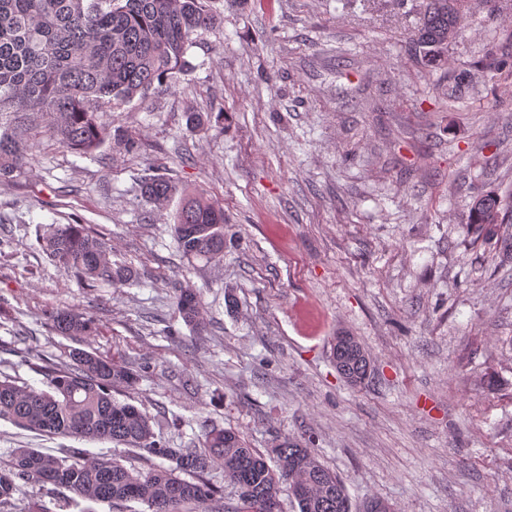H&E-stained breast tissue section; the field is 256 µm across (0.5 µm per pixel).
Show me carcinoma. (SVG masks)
<instances>
[{
  "label": "carcinoma",
  "mask_w": 512,
  "mask_h": 512,
  "mask_svg": "<svg viewBox=\"0 0 512 512\" xmlns=\"http://www.w3.org/2000/svg\"><path fill=\"white\" fill-rule=\"evenodd\" d=\"M207 0H0V180L24 172L37 140L89 152L111 133L98 112L143 97L154 83L186 69L194 35L212 24ZM462 0H426L416 48L421 61L436 63L458 35ZM141 192L158 207L175 196L180 203L171 232L179 252L206 265L224 258V209L204 192L188 190L164 175H150ZM512 223V192L490 190L468 204V224L478 239L499 237ZM39 250L91 287L120 288L135 278L128 266L109 258L103 238L84 224H50L37 237ZM176 306L191 332L206 329L196 289L177 288ZM59 336L77 342L98 332L85 314L58 309L49 315ZM72 364L40 367L48 389L0 380V419L45 434L107 441L172 462L146 472L106 455L86 458L72 449L59 458L18 448L0 463V506L27 485L51 484L84 500L137 502L148 512H182L188 502L224 512V490L207 479L219 467L238 490L230 512H266L287 484L299 512H351L343 482L309 444L284 436L265 454L231 429H211L199 448H170L153 431L150 418L112 395L118 385L139 379L125 362L75 348ZM338 371L353 386L371 375L368 353L355 337L342 349ZM186 474L188 481L181 478Z\"/></svg>",
  "instance_id": "1"
}]
</instances>
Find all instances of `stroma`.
<instances>
[{
    "instance_id": "1",
    "label": "stroma",
    "mask_w": 512,
    "mask_h": 512,
    "mask_svg": "<svg viewBox=\"0 0 512 512\" xmlns=\"http://www.w3.org/2000/svg\"><path fill=\"white\" fill-rule=\"evenodd\" d=\"M423 0H210L189 68L100 119L80 155L44 141L0 182V375L36 389L42 360L74 341L48 316L101 327L90 346L145 376L116 392L172 448L210 428L266 450L309 440L354 512H512V259L476 239L473 195L512 190V0H466L441 65L411 61ZM207 117L203 130L186 115ZM135 137L126 152L117 135ZM165 174L224 209V260L182 257L175 206L142 178ZM48 224H88L137 279L86 288L36 247ZM201 292L191 333L175 290ZM355 336L372 378L351 388L332 355ZM17 448L157 457L0 420ZM51 327L59 336H64L77 342H82L88 336L98 332L93 319L79 311L57 309L49 315Z\"/></svg>"
}]
</instances>
